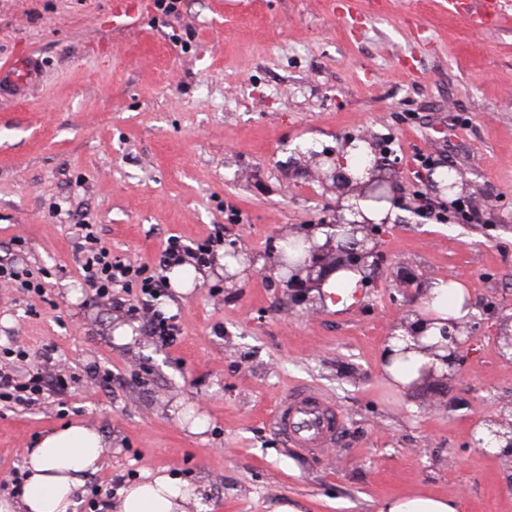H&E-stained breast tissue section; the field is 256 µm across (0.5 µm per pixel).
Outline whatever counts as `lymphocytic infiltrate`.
Segmentation results:
<instances>
[{
  "label": "lymphocytic infiltrate",
  "mask_w": 512,
  "mask_h": 512,
  "mask_svg": "<svg viewBox=\"0 0 512 512\" xmlns=\"http://www.w3.org/2000/svg\"><path fill=\"white\" fill-rule=\"evenodd\" d=\"M83 243L78 259V275L94 298L125 309L127 314L140 320L143 332L161 345L176 341L181 334L177 315H166L157 309L155 302L167 288L162 269L183 264L201 269L209 267L215 247L224 240L222 229H215L206 238L187 242L179 236H170L158 255L155 268L133 265L113 257L112 250L102 241L92 224L80 227ZM137 291L136 300L115 296V288ZM72 374L57 373L51 376L42 371L20 372L10 366H0V401L22 407L35 405L45 391L64 393L75 382Z\"/></svg>",
  "instance_id": "f902f5d3"
}]
</instances>
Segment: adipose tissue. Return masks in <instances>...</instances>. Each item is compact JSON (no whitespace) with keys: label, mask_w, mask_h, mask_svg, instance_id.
<instances>
[{"label":"adipose tissue","mask_w":512,"mask_h":512,"mask_svg":"<svg viewBox=\"0 0 512 512\" xmlns=\"http://www.w3.org/2000/svg\"><path fill=\"white\" fill-rule=\"evenodd\" d=\"M429 294L431 300L421 310L423 316L432 319L422 339L423 349L407 350V357H400V349H407L401 329L389 343L394 356L383 363L382 369L393 387L410 385L418 378L420 369L431 363L426 347L439 341L444 322L469 314L468 295L461 284L438 279L433 281ZM103 446L102 434L82 425L47 433L36 447L27 451L19 502L0 500V512H74L77 491L101 466ZM199 504L194 486L180 478L159 474L121 489L110 508L112 512H190Z\"/></svg>","instance_id":"obj_1"}]
</instances>
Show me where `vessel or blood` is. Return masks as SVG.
Listing matches in <instances>:
<instances>
[{
    "label": "vessel or blood",
    "mask_w": 512,
    "mask_h": 512,
    "mask_svg": "<svg viewBox=\"0 0 512 512\" xmlns=\"http://www.w3.org/2000/svg\"><path fill=\"white\" fill-rule=\"evenodd\" d=\"M39 63L33 57L0 66V92L25 96L39 80ZM273 424L289 447L313 453L333 444L343 419L335 405L321 392L302 388L280 400Z\"/></svg>",
    "instance_id": "1"
}]
</instances>
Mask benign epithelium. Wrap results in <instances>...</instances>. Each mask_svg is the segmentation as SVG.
<instances>
[{"label":"benign epithelium","instance_id":"benign-epithelium-1","mask_svg":"<svg viewBox=\"0 0 512 512\" xmlns=\"http://www.w3.org/2000/svg\"><path fill=\"white\" fill-rule=\"evenodd\" d=\"M331 162L323 172L322 184L336 190V215L320 224H303L290 232V236L306 242L307 252L299 263L288 267V279L281 283L288 292V301L302 309L306 315L317 310L315 292L335 274L352 271L361 274L360 285L365 288L380 287L381 270L386 262L383 240L388 231L389 218L378 222L363 216L349 203L353 197L380 198L394 203L402 198L401 188L389 176L391 168L376 163L368 169V179H354L344 171L342 156L325 155ZM392 286L402 300L398 302L397 316L388 337H395L394 330L403 328L415 343H420L424 331L415 330L409 319L429 299V280L415 270L398 264L391 272ZM482 319L470 314L462 320H450L441 327L439 342L427 346L435 353L444 351L436 359L444 366L438 370L432 365L423 372L422 381L448 383L461 370L464 353ZM494 344L499 356L512 362V313L498 314L494 328ZM469 447L494 456L512 466V403L496 416L482 417L474 424L469 435Z\"/></svg>","mask_w":512,"mask_h":512}]
</instances>
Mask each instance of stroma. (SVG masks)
I'll return each mask as SVG.
<instances>
[{"label": "stroma", "instance_id": "stroma-1", "mask_svg": "<svg viewBox=\"0 0 512 512\" xmlns=\"http://www.w3.org/2000/svg\"><path fill=\"white\" fill-rule=\"evenodd\" d=\"M112 2L0 0V63H42L27 99L0 98V259L24 240L46 283L41 298L0 286V348L27 350L24 369L80 377L34 407H0V498H13L26 449L81 423L104 438L81 489L100 486L99 512L112 481L148 473L198 486L202 512H376L421 494L512 512V468L467 444L475 418L512 403V363L492 338L493 311L512 305V0L483 29L448 0H184L175 18L153 0L116 17ZM386 141L406 193L429 154L433 200L482 216L438 224L388 207V261L454 277L487 313L447 390L386 382L394 289L306 317L262 273L274 238L336 211L312 153L344 143L371 164ZM80 221L150 267L169 236L219 225L257 270L228 287L214 262L160 299L181 323L174 345L142 333L120 344L128 315L89 304L79 281ZM91 364L111 371L109 388L85 377ZM303 386L343 415L316 454L286 447L271 420Z\"/></svg>", "mask_w": 512, "mask_h": 512}]
</instances>
